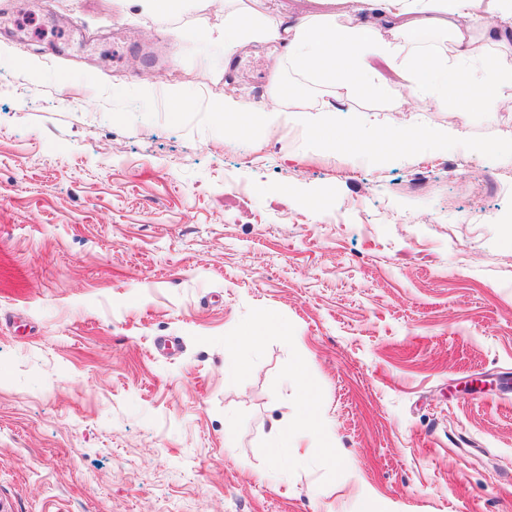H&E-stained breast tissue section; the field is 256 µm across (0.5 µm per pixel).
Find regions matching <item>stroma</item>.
<instances>
[{
    "instance_id": "35a3bbf8",
    "label": "stroma",
    "mask_w": 512,
    "mask_h": 512,
    "mask_svg": "<svg viewBox=\"0 0 512 512\" xmlns=\"http://www.w3.org/2000/svg\"><path fill=\"white\" fill-rule=\"evenodd\" d=\"M224 7L0 23V512H512V113L411 98L460 143L375 160L282 120L233 136L211 103L263 107L281 52L225 65ZM262 309L288 338L225 380ZM296 362L323 430L260 483Z\"/></svg>"
}]
</instances>
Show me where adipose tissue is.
<instances>
[{"label": "adipose tissue", "mask_w": 512, "mask_h": 512, "mask_svg": "<svg viewBox=\"0 0 512 512\" xmlns=\"http://www.w3.org/2000/svg\"><path fill=\"white\" fill-rule=\"evenodd\" d=\"M236 2L235 8L225 10L218 33L225 57L256 41L282 42L285 54L273 66L274 87L265 108L249 111L231 95L214 105V115L224 129L238 132L247 126L258 131L282 111L288 96L280 72L287 66L332 89L333 101L293 109L292 119L313 142L335 153L365 149L385 156L394 143L410 146L426 139H458L455 130L437 134L398 121L382 126L374 117L365 120L369 130L365 137L348 128L337 129L335 99L362 89L385 96L389 87L384 71L388 68L402 81L401 94L389 106L393 113L404 112L408 97L414 95L430 98L439 107L458 109L465 88L488 114L512 102V40L502 33L503 28L512 29V0H362L359 14L351 0H324L328 11L305 15L290 24L263 12L262 0ZM488 17L499 20L498 29L483 27ZM428 29L442 30L448 47L400 59L402 42H416ZM278 326L274 316L263 311L238 335L225 337V379H236L249 370L252 350ZM314 430V422L307 418L294 425L272 426L268 439L274 464L300 460L304 437Z\"/></svg>", "instance_id": "1"}]
</instances>
